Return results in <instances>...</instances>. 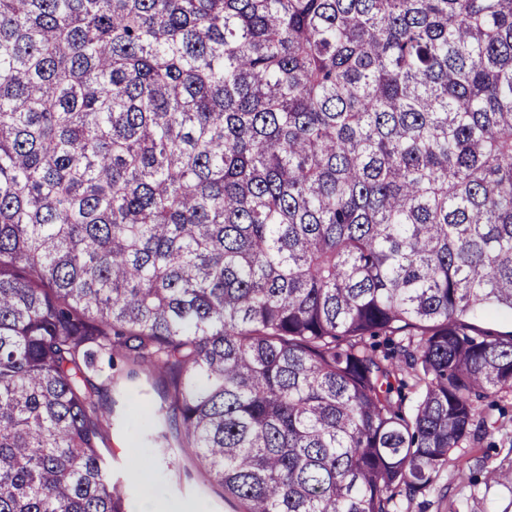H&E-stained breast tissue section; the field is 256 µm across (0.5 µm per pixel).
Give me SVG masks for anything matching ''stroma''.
Wrapping results in <instances>:
<instances>
[{"label": "stroma", "instance_id": "1", "mask_svg": "<svg viewBox=\"0 0 512 512\" xmlns=\"http://www.w3.org/2000/svg\"><path fill=\"white\" fill-rule=\"evenodd\" d=\"M98 399L110 411L106 446L112 477L137 512H194L200 502L207 512H234L236 505L225 500L223 487L198 468L193 450L182 448L181 436L171 429L164 445L174 449V459L153 464L154 497L144 501L131 459L149 450L150 443L131 411L137 403L155 409L164 405L166 389L155 373L145 370L133 380L114 373L101 381ZM498 403L488 433L452 451L433 485L414 499L400 500L397 512H512V393H501ZM491 471L496 479H488Z\"/></svg>", "mask_w": 512, "mask_h": 512}]
</instances>
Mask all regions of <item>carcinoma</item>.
<instances>
[{
    "mask_svg": "<svg viewBox=\"0 0 512 512\" xmlns=\"http://www.w3.org/2000/svg\"><path fill=\"white\" fill-rule=\"evenodd\" d=\"M479 309L512 0H0V512H129L119 363L238 512H394L512 389Z\"/></svg>",
    "mask_w": 512,
    "mask_h": 512,
    "instance_id": "cac0c4a2",
    "label": "carcinoma"
}]
</instances>
